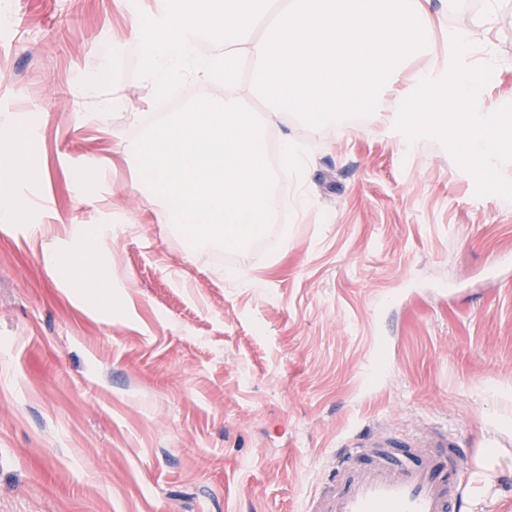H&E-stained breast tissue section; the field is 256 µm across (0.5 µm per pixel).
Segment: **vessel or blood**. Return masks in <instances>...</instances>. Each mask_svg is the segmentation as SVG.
Returning a JSON list of instances; mask_svg holds the SVG:
<instances>
[{"label": "vessel or blood", "instance_id": "1", "mask_svg": "<svg viewBox=\"0 0 512 512\" xmlns=\"http://www.w3.org/2000/svg\"><path fill=\"white\" fill-rule=\"evenodd\" d=\"M466 458L454 434L377 428L337 451L308 512H460Z\"/></svg>", "mask_w": 512, "mask_h": 512}]
</instances>
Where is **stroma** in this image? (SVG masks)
<instances>
[{
    "label": "stroma",
    "mask_w": 512,
    "mask_h": 512,
    "mask_svg": "<svg viewBox=\"0 0 512 512\" xmlns=\"http://www.w3.org/2000/svg\"><path fill=\"white\" fill-rule=\"evenodd\" d=\"M483 0H432L429 54ZM0 28V141L33 135L31 202L0 230V512H302L338 449L378 427H438L476 460L512 456V206L476 193L446 148L370 117L267 129L306 162L282 223L241 252L187 255L114 152L154 107L132 73L134 19L156 0H9ZM497 68L486 108L512 103V0L473 47ZM104 73L100 112L77 97ZM76 224L119 278L117 309L77 298L46 247ZM251 287H244V280Z\"/></svg>",
    "instance_id": "35a3bbf8"
}]
</instances>
